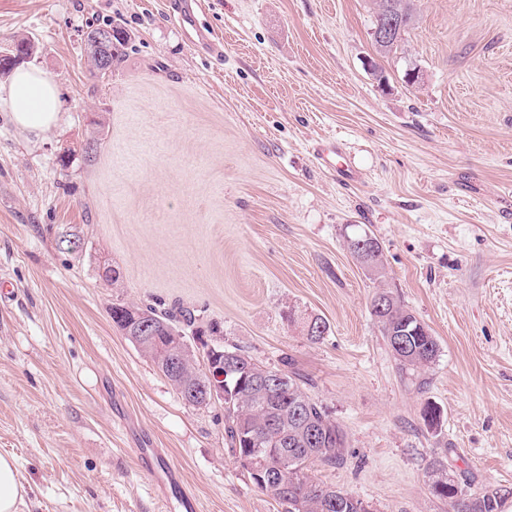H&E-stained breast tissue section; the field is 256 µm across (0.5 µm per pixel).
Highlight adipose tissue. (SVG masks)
Here are the masks:
<instances>
[{
  "instance_id": "obj_1",
  "label": "adipose tissue",
  "mask_w": 512,
  "mask_h": 512,
  "mask_svg": "<svg viewBox=\"0 0 512 512\" xmlns=\"http://www.w3.org/2000/svg\"><path fill=\"white\" fill-rule=\"evenodd\" d=\"M0 108L10 112L19 129L35 136L57 126L63 118L57 85L32 66L18 68L7 85H0ZM32 492L20 478L14 457L0 454V512H23Z\"/></svg>"
}]
</instances>
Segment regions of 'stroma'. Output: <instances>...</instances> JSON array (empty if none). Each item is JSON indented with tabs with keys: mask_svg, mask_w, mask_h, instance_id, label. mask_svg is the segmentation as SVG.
<instances>
[{
	"mask_svg": "<svg viewBox=\"0 0 512 512\" xmlns=\"http://www.w3.org/2000/svg\"><path fill=\"white\" fill-rule=\"evenodd\" d=\"M201 2L213 52L170 0H0V52L30 40L63 103L37 139L0 111V454L31 512H181L141 474L147 444L201 512H282L228 451L223 405L186 404L116 301L183 305L260 364L291 362L346 434L344 463L311 478L373 512H448L437 455L465 490L512 487V0H417L387 57L371 0ZM113 17L132 47L98 80L85 32ZM362 229L382 279L347 248ZM382 288L437 338L424 371L397 369Z\"/></svg>",
	"mask_w": 512,
	"mask_h": 512,
	"instance_id": "obj_1",
	"label": "stroma"
}]
</instances>
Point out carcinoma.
I'll use <instances>...</instances> for the list:
<instances>
[{
	"label": "carcinoma",
	"mask_w": 512,
	"mask_h": 512,
	"mask_svg": "<svg viewBox=\"0 0 512 512\" xmlns=\"http://www.w3.org/2000/svg\"><path fill=\"white\" fill-rule=\"evenodd\" d=\"M374 20L391 17L396 20L397 30L393 40L375 45L376 52L388 56L398 50L404 37L416 20L415 0H374ZM112 34L107 47L108 66L96 62V52L91 43H86L87 58L91 74L104 78L112 73L126 56L130 36L118 23L110 21L104 25ZM147 316L153 339L158 341L164 353L142 350L153 360L160 372H165L164 356L177 354L175 337L221 336L220 323H199L195 311L181 305L143 308L123 302L112 304V321L126 331L130 313ZM372 315L381 326L382 335L388 343L398 368L402 371H417L433 364L439 354V344L432 333H417L418 319L397 297L392 305L381 312L372 308ZM238 352L236 368L226 379L224 397V434L230 451L247 469L257 488L274 496L284 512H358L359 499L335 486L312 479L308 471L320 463L334 467L344 461L345 433L331 417L327 409L314 401L300 385V378L293 371L277 370L281 380L277 388L262 393L253 388V378L267 370L238 347L229 348ZM184 384L199 386L206 373L199 369L195 358L184 362ZM299 407L303 420L292 418V408ZM266 463L275 473L273 482L260 484L255 466ZM431 493L448 501L449 512H501L508 496L487 486L477 492H467L460 487L454 497H448V486L437 489L439 482L448 475V469L439 456L428 465Z\"/></svg>",
	"instance_id": "obj_1"
}]
</instances>
